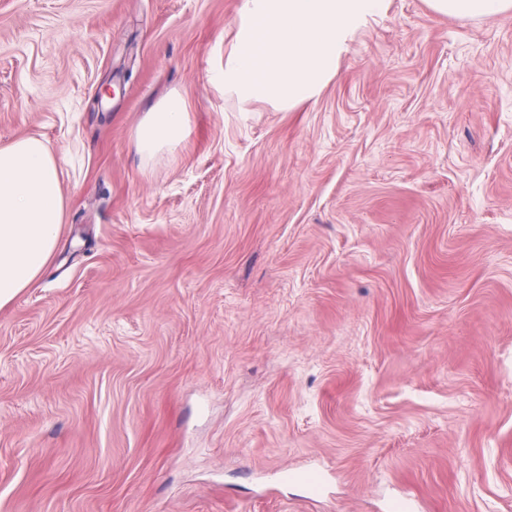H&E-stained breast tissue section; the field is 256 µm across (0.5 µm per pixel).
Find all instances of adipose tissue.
I'll return each mask as SVG.
<instances>
[{"label": "adipose tissue", "instance_id": "1", "mask_svg": "<svg viewBox=\"0 0 512 512\" xmlns=\"http://www.w3.org/2000/svg\"><path fill=\"white\" fill-rule=\"evenodd\" d=\"M436 13L457 18L512 11V0H428ZM189 134V114L173 93L145 114L134 133L146 158L175 152ZM60 164L44 141L28 135L0 145V308L11 304L49 264L68 201Z\"/></svg>", "mask_w": 512, "mask_h": 512}]
</instances>
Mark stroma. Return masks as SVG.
Here are the masks:
<instances>
[{
  "mask_svg": "<svg viewBox=\"0 0 512 512\" xmlns=\"http://www.w3.org/2000/svg\"><path fill=\"white\" fill-rule=\"evenodd\" d=\"M242 5L0 0V145L68 200L0 309V512H512V11L386 0L279 111L211 80ZM436 13L457 18L494 16L512 11L511 0H428ZM189 114L183 97L172 93L161 100L137 126L134 140L144 158L167 151L175 152L189 134Z\"/></svg>",
  "mask_w": 512,
  "mask_h": 512,
  "instance_id": "1",
  "label": "stroma"
}]
</instances>
